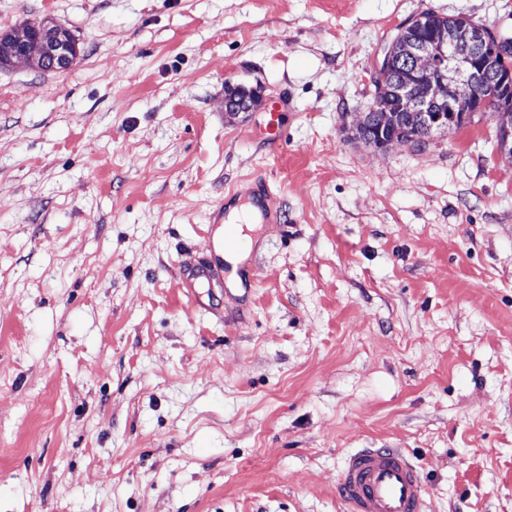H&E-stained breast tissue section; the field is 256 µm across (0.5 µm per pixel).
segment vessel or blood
Segmentation results:
<instances>
[{"label": "vessel or blood", "mask_w": 512, "mask_h": 512, "mask_svg": "<svg viewBox=\"0 0 512 512\" xmlns=\"http://www.w3.org/2000/svg\"><path fill=\"white\" fill-rule=\"evenodd\" d=\"M276 194L262 179L249 190L256 223L276 221ZM232 200L215 210L213 223L222 227L218 248L232 251L238 236L236 225L225 223L224 212ZM340 497L351 512H425L426 488L417 465L398 448H361L351 453L338 479Z\"/></svg>", "instance_id": "obj_1"}]
</instances>
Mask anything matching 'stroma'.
<instances>
[{"label":"stroma","mask_w":512,"mask_h":512,"mask_svg":"<svg viewBox=\"0 0 512 512\" xmlns=\"http://www.w3.org/2000/svg\"><path fill=\"white\" fill-rule=\"evenodd\" d=\"M428 11L512 37V0H0V34L81 48L0 67V512H349L347 455L383 447L426 512H512L499 117L420 152L352 136ZM257 178L281 220L251 287L185 291Z\"/></svg>","instance_id":"stroma-1"}]
</instances>
